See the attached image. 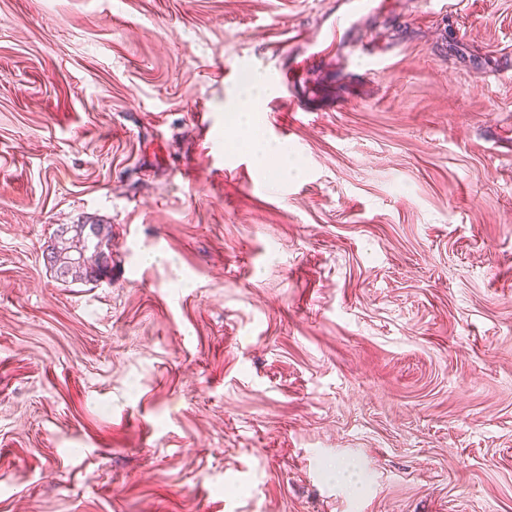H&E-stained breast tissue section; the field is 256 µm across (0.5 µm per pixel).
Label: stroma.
<instances>
[{
	"mask_svg": "<svg viewBox=\"0 0 512 512\" xmlns=\"http://www.w3.org/2000/svg\"><path fill=\"white\" fill-rule=\"evenodd\" d=\"M0 512H512V0H0ZM357 50L359 49H353L348 52L347 64L354 76L363 79L373 71V68H370V66H379L383 61L381 59H372L364 54L363 50L361 52ZM351 97L352 93L348 86L338 92L334 89L326 94L315 96L305 91H298L288 95V109L292 112H339ZM101 240L107 241L100 244L101 251L106 253V250L112 249V244L108 243L112 240L111 225L98 222L62 225L56 230L54 240L47 245L48 249L52 247L47 265L63 282H67L69 278L71 281H97L112 260V255L102 258L98 253L97 245ZM75 241L83 242V249L80 251L82 255L77 260H74L71 253Z\"/></svg>",
	"mask_w": 512,
	"mask_h": 512,
	"instance_id": "stroma-1",
	"label": "stroma"
}]
</instances>
